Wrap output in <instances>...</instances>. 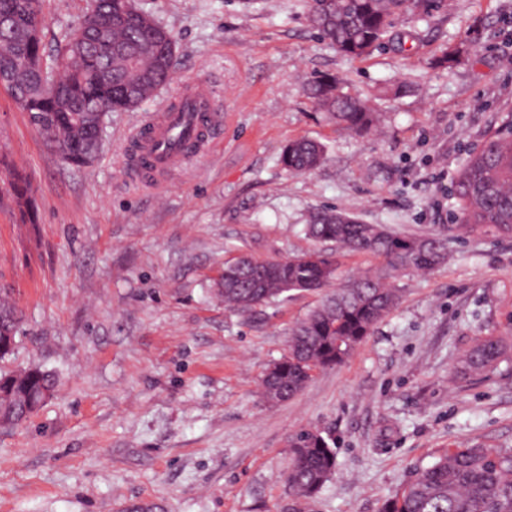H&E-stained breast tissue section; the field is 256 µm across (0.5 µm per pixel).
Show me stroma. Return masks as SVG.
Returning <instances> with one entry per match:
<instances>
[{"mask_svg": "<svg viewBox=\"0 0 512 512\" xmlns=\"http://www.w3.org/2000/svg\"><path fill=\"white\" fill-rule=\"evenodd\" d=\"M176 39L175 73L138 110L106 119L96 161L46 146L0 86V292L25 332L0 361L38 365L59 386L27 421L0 429V512H288L290 437L328 439L336 470L304 512H381L447 449L512 451V361L460 378L484 336L512 341V238L457 236L452 183L469 149L512 110V0H443L394 30L412 48L352 60L310 26L306 0H139ZM86 0H46L47 52ZM459 51L442 61L444 48ZM323 74L370 98L363 136L305 93ZM193 81L224 118L211 156L162 195L143 189L130 133ZM297 138L325 148L306 174L279 162ZM30 180L20 208L11 173ZM335 208L402 235H448L447 263L398 274L399 306L341 365L271 404L258 383L323 291L246 313L225 307V261L313 250V212Z\"/></svg>", "mask_w": 512, "mask_h": 512, "instance_id": "1", "label": "stroma"}]
</instances>
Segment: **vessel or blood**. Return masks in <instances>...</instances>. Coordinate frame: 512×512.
<instances>
[{"label": "vessel or blood", "mask_w": 512, "mask_h": 512, "mask_svg": "<svg viewBox=\"0 0 512 512\" xmlns=\"http://www.w3.org/2000/svg\"><path fill=\"white\" fill-rule=\"evenodd\" d=\"M179 101L180 111L151 115L131 136L144 162V183L157 193L164 189L170 174L189 158L208 154L206 128L222 119L206 85L185 91Z\"/></svg>", "instance_id": "vessel-or-blood-1"}]
</instances>
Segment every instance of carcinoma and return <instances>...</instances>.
Wrapping results in <instances>:
<instances>
[{
  "mask_svg": "<svg viewBox=\"0 0 512 512\" xmlns=\"http://www.w3.org/2000/svg\"><path fill=\"white\" fill-rule=\"evenodd\" d=\"M442 0H307L308 20L321 38L341 55L361 59L395 39V20L404 13L430 16ZM12 25L0 29V71L5 88L29 116L47 144L75 167L88 166L99 153L102 136L94 113L138 109L166 85L174 73L173 34L139 7L137 0H89L80 17L84 39L65 37L54 61L47 62L43 39L30 38L34 19L46 22L43 0H0V18ZM306 93L343 129L366 133L378 122L368 101L344 90L333 76L309 82ZM324 149L300 138L286 145L280 164L291 173L318 167ZM14 197L29 203L26 174L12 172ZM457 218L467 233L512 236V111L467 154L452 184ZM306 234L320 248L282 259L259 260L241 255L224 263V305L248 311L293 290L328 288L322 303L290 333L288 349L274 362L278 374L263 376V398L278 393L291 398L316 369L341 364L369 336L373 327L400 302L394 283L399 271L426 272L448 259V236H403L380 224H365L333 210L315 213ZM340 253L369 254L386 265L368 269L341 288L337 278ZM0 331L18 335L21 315L16 302L0 294ZM512 353L496 336L478 339L464 354L457 373L470 376L492 371ZM57 376L38 366L23 377L0 369V409L14 405L12 395H33L32 406L44 402L42 391H56ZM286 478L292 499H313L330 480L336 458L325 439L301 431L292 439ZM382 512H512V451L495 448L447 450L414 479Z\"/></svg>",
  "mask_w": 512,
  "mask_h": 512,
  "instance_id": "carcinoma-1",
  "label": "carcinoma"
}]
</instances>
